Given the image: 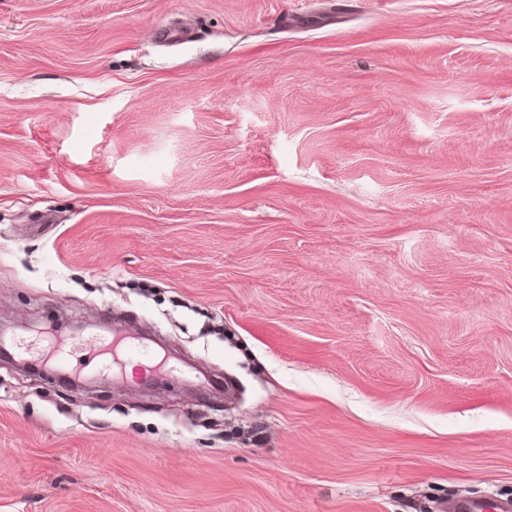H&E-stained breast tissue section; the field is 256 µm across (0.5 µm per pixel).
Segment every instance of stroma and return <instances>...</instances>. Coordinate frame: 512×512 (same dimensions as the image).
Here are the masks:
<instances>
[{
	"label": "stroma",
	"instance_id": "stroma-1",
	"mask_svg": "<svg viewBox=\"0 0 512 512\" xmlns=\"http://www.w3.org/2000/svg\"><path fill=\"white\" fill-rule=\"evenodd\" d=\"M0 512L512 500V0H0ZM138 338L116 333L115 336L96 337L85 343L98 360L100 369L111 371L136 362L146 373H153L164 364V359L151 352ZM140 341V340H139Z\"/></svg>",
	"mask_w": 512,
	"mask_h": 512
}]
</instances>
